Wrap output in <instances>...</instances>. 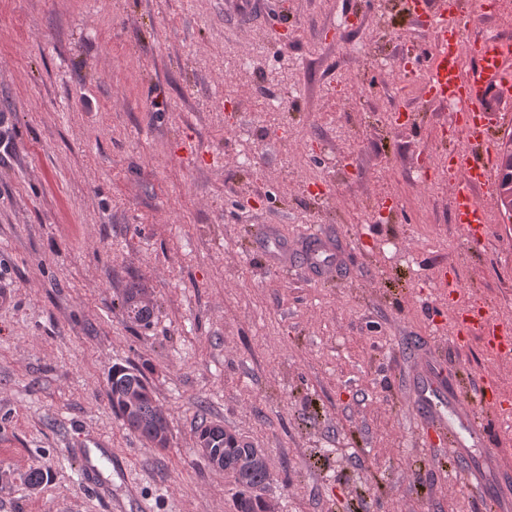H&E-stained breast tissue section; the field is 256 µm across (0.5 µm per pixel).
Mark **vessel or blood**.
Returning a JSON list of instances; mask_svg holds the SVG:
<instances>
[{
	"instance_id": "b4317fda",
	"label": "vessel or blood",
	"mask_w": 512,
	"mask_h": 512,
	"mask_svg": "<svg viewBox=\"0 0 512 512\" xmlns=\"http://www.w3.org/2000/svg\"><path fill=\"white\" fill-rule=\"evenodd\" d=\"M409 11L414 18H426L435 43L424 63L427 101L450 99L460 106L448 116L449 129L463 143L448 162V175L455 187L453 221L477 241L493 230L482 193L494 185L498 147L489 134L495 120L492 99L512 89V39L490 42L475 32L468 49L458 52L453 48L456 31L470 23V0H409ZM307 260L320 277L334 275L336 256L320 240H313ZM460 323V336H481L487 352L501 355L512 351L511 322H497L470 311L461 316ZM412 384L420 413L449 453L460 456L467 446L483 444L484 428L469 425L468 406L449 393L433 359L421 358Z\"/></svg>"
}]
</instances>
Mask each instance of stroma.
I'll use <instances>...</instances> for the list:
<instances>
[{"mask_svg":"<svg viewBox=\"0 0 512 512\" xmlns=\"http://www.w3.org/2000/svg\"><path fill=\"white\" fill-rule=\"evenodd\" d=\"M224 3L0 0V512H109L82 480L83 433L135 486L125 512H234L204 419L266 449L275 512H512L487 457L512 466V422L494 421L512 356L455 341L462 309L512 319V222L465 237L435 172L458 140L426 104L390 113L394 73L349 51L359 27L399 56L419 22L406 0ZM314 231L332 278L300 252ZM444 265L450 299L427 286ZM133 284L149 325L121 306ZM424 353L451 391L496 384L469 404L488 437L466 458L417 423ZM116 364L144 368L167 448L113 413Z\"/></svg>","mask_w":512,"mask_h":512,"instance_id":"stroma-1","label":"stroma"}]
</instances>
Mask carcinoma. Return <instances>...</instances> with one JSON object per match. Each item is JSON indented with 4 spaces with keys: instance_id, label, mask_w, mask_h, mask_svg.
Instances as JSON below:
<instances>
[{
    "instance_id": "cac0c4a2",
    "label": "carcinoma",
    "mask_w": 512,
    "mask_h": 512,
    "mask_svg": "<svg viewBox=\"0 0 512 512\" xmlns=\"http://www.w3.org/2000/svg\"><path fill=\"white\" fill-rule=\"evenodd\" d=\"M498 192L503 197L506 211L512 212V148L502 157V174ZM140 288L126 289L122 307L129 318L142 325L151 321L149 305L135 301ZM107 396L112 411L131 433L148 444H153L158 428H168L167 420L158 417L159 409L152 388L144 373L137 368L115 367L108 381ZM199 446L212 449L220 455L221 470L230 475L239 494L235 512H274L272 505L262 497V491L272 480L265 449L253 444L215 423L204 424L197 430Z\"/></svg>"
}]
</instances>
